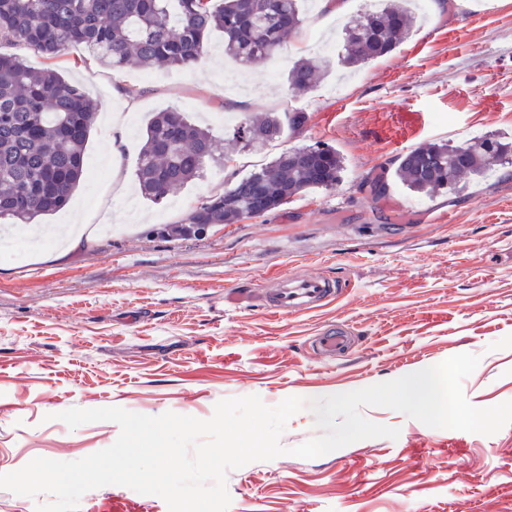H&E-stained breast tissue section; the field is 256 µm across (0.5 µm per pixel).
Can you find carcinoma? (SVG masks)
I'll list each match as a JSON object with an SVG mask.
<instances>
[{
	"instance_id": "carcinoma-1",
	"label": "carcinoma",
	"mask_w": 512,
	"mask_h": 512,
	"mask_svg": "<svg viewBox=\"0 0 512 512\" xmlns=\"http://www.w3.org/2000/svg\"><path fill=\"white\" fill-rule=\"evenodd\" d=\"M301 0H0V42L31 48L48 60L83 44L98 63L122 69L187 68L205 51L208 33L224 32V53L245 65L272 58L301 25ZM417 15L407 0H386L351 17L336 56L296 62L288 87L314 89L333 69L366 64L392 52ZM95 106L79 86L54 68L33 70L0 54V217L30 222L63 208L85 172ZM308 122L304 111L246 115L233 130L227 151L281 138ZM218 159L209 131L186 113H157L143 133L136 180L143 196L160 201L204 174ZM512 164V141L477 136L459 144L427 142L398 159L391 180L427 196L454 193L483 179L495 166ZM343 157L332 148L303 146L227 185L186 218L190 226L237 224L282 207L309 191L341 181Z\"/></svg>"
}]
</instances>
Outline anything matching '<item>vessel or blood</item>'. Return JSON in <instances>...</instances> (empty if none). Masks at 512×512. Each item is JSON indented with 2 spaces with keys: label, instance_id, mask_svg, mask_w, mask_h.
Returning a JSON list of instances; mask_svg holds the SVG:
<instances>
[{
  "label": "vessel or blood",
  "instance_id": "obj_1",
  "mask_svg": "<svg viewBox=\"0 0 512 512\" xmlns=\"http://www.w3.org/2000/svg\"><path fill=\"white\" fill-rule=\"evenodd\" d=\"M343 285L340 281L318 272L298 276L286 274L275 279L273 287L260 289L255 301L269 310L292 315L311 311L340 297ZM351 342L348 330L329 327L313 337L310 346L314 355L333 359L344 354Z\"/></svg>",
  "mask_w": 512,
  "mask_h": 512
}]
</instances>
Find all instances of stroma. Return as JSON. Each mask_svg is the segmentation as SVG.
I'll list each match as a JSON object with an SVG mask.
<instances>
[{"mask_svg": "<svg viewBox=\"0 0 512 512\" xmlns=\"http://www.w3.org/2000/svg\"><path fill=\"white\" fill-rule=\"evenodd\" d=\"M334 14L303 0V22L280 53L242 67L249 91L225 90L224 35L212 32L190 69L114 70L84 45L48 63L8 43L0 53L54 65L97 106L87 169L71 202L29 224H0L24 246L0 255V474L43 457L74 461L111 446V421L71 429L57 413L120 407L209 419L226 398H319L360 390L478 355L463 392L476 407L512 401V165L463 191L424 197L390 185L373 198L396 158L424 142L512 135V0H430L428 17L392 53L369 62L337 91L289 90L298 59L331 54L339 16L363 12L341 0ZM176 108L216 142L227 115L302 110L305 128L235 153L228 165L152 203L138 191L141 133L154 113ZM333 147L341 183L237 224L171 240L161 225L184 222L203 200L284 150ZM92 242L60 244L67 228ZM317 270L345 283L334 303L282 316L228 291L269 287L286 273ZM353 331L351 350L317 359L308 344L324 327ZM397 439H363L314 459L289 454L230 471L228 512H512V424L492 435L436 429L400 412L365 406ZM95 512H168L166 502L120 485L86 492Z\"/></svg>", "mask_w": 512, "mask_h": 512, "instance_id": "1", "label": "stroma"}]
</instances>
